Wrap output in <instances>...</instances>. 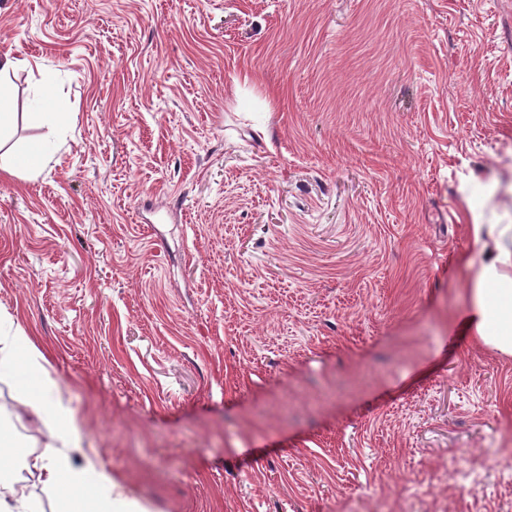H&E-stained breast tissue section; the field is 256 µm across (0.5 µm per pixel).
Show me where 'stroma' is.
Segmentation results:
<instances>
[{
  "mask_svg": "<svg viewBox=\"0 0 512 512\" xmlns=\"http://www.w3.org/2000/svg\"><path fill=\"white\" fill-rule=\"evenodd\" d=\"M4 57L0 336L73 467L146 512L512 506V356L460 324L512 0H0Z\"/></svg>",
  "mask_w": 512,
  "mask_h": 512,
  "instance_id": "obj_1",
  "label": "stroma"
}]
</instances>
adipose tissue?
Instances as JSON below:
<instances>
[{"instance_id":"adipose-tissue-1","label":"adipose tissue","mask_w":512,"mask_h":512,"mask_svg":"<svg viewBox=\"0 0 512 512\" xmlns=\"http://www.w3.org/2000/svg\"><path fill=\"white\" fill-rule=\"evenodd\" d=\"M472 231L482 259L468 290L464 322L479 342L512 356V274L507 271L512 265V224H476ZM42 359L22 326L13 327L0 344V367L15 372L30 415L48 431L41 453L33 458L38 481L56 494L59 512H98L104 500L112 512H144L136 501L114 494V482L105 470L91 480L86 470L73 468L66 450L79 441L80 433Z\"/></svg>"}]
</instances>
